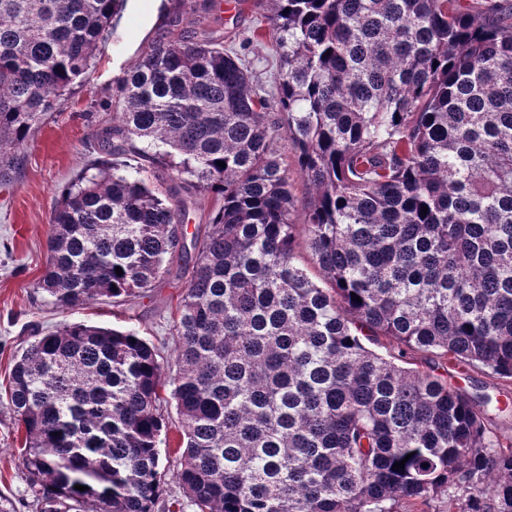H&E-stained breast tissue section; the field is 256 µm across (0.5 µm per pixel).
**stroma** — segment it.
<instances>
[{
  "mask_svg": "<svg viewBox=\"0 0 512 512\" xmlns=\"http://www.w3.org/2000/svg\"><path fill=\"white\" fill-rule=\"evenodd\" d=\"M196 5V10H183V21L207 16L228 44L266 24L254 0H196ZM162 16L160 0H127L78 94L30 141L14 190L0 193V505L7 512H41V499L19 456L21 434L6 397L10 371L33 332L55 330L65 321L131 328L158 347L164 376L178 369L171 325L185 281L177 273L160 279L147 296L128 298L120 306L106 299L64 311L37 287L54 206L75 173L101 157L99 133L112 117V88L159 35ZM162 412L168 427L159 446L165 477L156 512H194L175 479L181 442L175 402L164 403Z\"/></svg>",
  "mask_w": 512,
  "mask_h": 512,
  "instance_id": "35a3bbf8",
  "label": "stroma"
}]
</instances>
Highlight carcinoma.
<instances>
[{"instance_id": "obj_1", "label": "carcinoma", "mask_w": 512, "mask_h": 512, "mask_svg": "<svg viewBox=\"0 0 512 512\" xmlns=\"http://www.w3.org/2000/svg\"><path fill=\"white\" fill-rule=\"evenodd\" d=\"M125 2L0 0L1 192ZM256 5L272 85L254 82L257 58L174 14L116 81L109 159L52 214L38 288L57 307L143 295L176 257L185 291L169 379L135 330L81 322L35 334L15 362L41 512H155L168 386L196 512H396L439 493L448 512H512L499 400L410 360L512 379V5ZM144 162L157 184L134 176ZM210 193L223 204L191 256L185 223ZM380 337L385 354L363 343Z\"/></svg>"}]
</instances>
